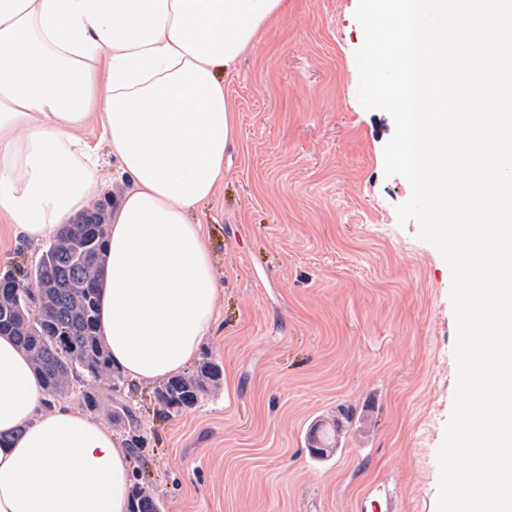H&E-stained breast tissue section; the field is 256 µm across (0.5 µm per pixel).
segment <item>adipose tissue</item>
Instances as JSON below:
<instances>
[{
    "mask_svg": "<svg viewBox=\"0 0 512 512\" xmlns=\"http://www.w3.org/2000/svg\"><path fill=\"white\" fill-rule=\"evenodd\" d=\"M288 0H0V219L36 242L98 199L109 258L100 326L129 384L185 371L223 295L193 214L237 135L224 79ZM95 121L127 187L80 136ZM0 337V512H129L124 439L61 403Z\"/></svg>",
    "mask_w": 512,
    "mask_h": 512,
    "instance_id": "adipose-tissue-1",
    "label": "adipose tissue"
}]
</instances>
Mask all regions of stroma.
<instances>
[{"label":"stroma","instance_id":"35a3bbf8","mask_svg":"<svg viewBox=\"0 0 512 512\" xmlns=\"http://www.w3.org/2000/svg\"><path fill=\"white\" fill-rule=\"evenodd\" d=\"M358 0H288L224 82L237 138L196 212L224 297L200 357L216 388L177 413L131 392L141 480L164 512H356L387 482L399 512H436L437 452L457 367L451 271L395 207L392 117L358 100ZM41 245L0 223V277ZM354 412L336 447L312 425Z\"/></svg>","mask_w":512,"mask_h":512}]
</instances>
